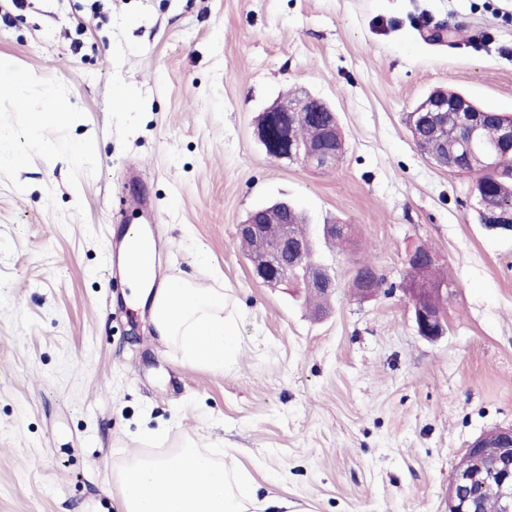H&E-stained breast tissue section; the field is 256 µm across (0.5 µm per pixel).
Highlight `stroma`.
Here are the masks:
<instances>
[{"instance_id": "obj_1", "label": "stroma", "mask_w": 512, "mask_h": 512, "mask_svg": "<svg viewBox=\"0 0 512 512\" xmlns=\"http://www.w3.org/2000/svg\"><path fill=\"white\" fill-rule=\"evenodd\" d=\"M442 24L459 36L433 40ZM0 61L18 77L0 124L26 156L0 166V512H114L127 453L188 438L302 512H448L468 443L512 426V232L479 223L474 175L424 155L408 115L438 88L512 114V0H0ZM299 89L337 115L335 168L255 136ZM50 93L76 121L27 123ZM279 199L335 278L325 316L255 280L237 243ZM148 214L159 266L236 301L223 367L157 342L112 272ZM329 223L351 225L344 249L323 244ZM420 245L455 284L434 342L404 292ZM367 259L384 279L371 300L352 288Z\"/></svg>"}]
</instances>
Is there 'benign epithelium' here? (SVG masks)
<instances>
[{
    "instance_id": "1",
    "label": "benign epithelium",
    "mask_w": 512,
    "mask_h": 512,
    "mask_svg": "<svg viewBox=\"0 0 512 512\" xmlns=\"http://www.w3.org/2000/svg\"><path fill=\"white\" fill-rule=\"evenodd\" d=\"M480 109L461 95L445 92L427 95L415 107L411 129L415 139H433L441 150L448 151V134H463L458 147V167L462 172L478 157L489 167L499 166L506 158L512 160V122L494 126L487 135ZM265 120L257 125V138L268 155L275 159L301 161L320 169L336 167L338 124L336 114L327 102L312 94H297L278 101L265 112ZM308 117L321 125L322 136L317 142L303 140L288 123V118ZM478 212L483 223L506 230L512 228V209L504 206L489 208L478 200ZM238 236L258 243L259 250L250 258L255 276L264 284H286L304 274L305 287L319 293H329L335 279L326 266L314 258L313 243L294 231V225L263 224L253 214L238 225ZM437 264L434 253L417 247L407 256V265L420 271V276L404 288L412 306L417 333L429 340L440 339L447 331L448 284L433 278ZM383 278L374 271L361 273L355 290L363 299L377 296ZM493 488L488 499L481 489ZM448 512H512V427L496 428L475 439L468 447V457L458 464L448 483Z\"/></svg>"
}]
</instances>
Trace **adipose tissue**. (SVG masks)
Masks as SVG:
<instances>
[{"instance_id":"1","label":"adipose tissue","mask_w":512,"mask_h":512,"mask_svg":"<svg viewBox=\"0 0 512 512\" xmlns=\"http://www.w3.org/2000/svg\"><path fill=\"white\" fill-rule=\"evenodd\" d=\"M127 283L150 299L159 342L178 350L186 364L223 366L237 345L224 316L223 289L202 288L175 274L158 284L131 274ZM113 482L117 512H297L275 489H261L239 461L224 460L221 449L189 442L171 452L129 456Z\"/></svg>"}]
</instances>
